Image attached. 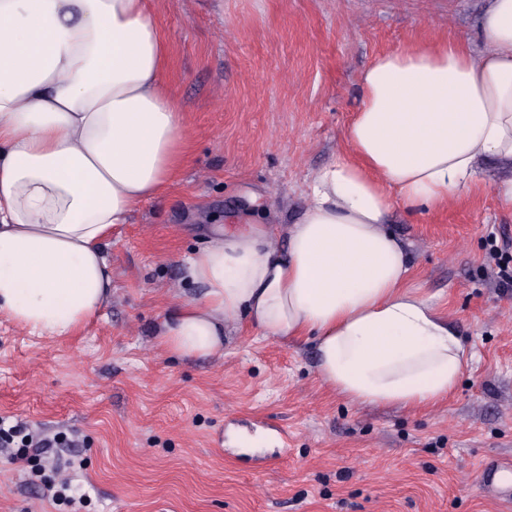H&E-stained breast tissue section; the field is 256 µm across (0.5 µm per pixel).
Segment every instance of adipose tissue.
<instances>
[{
	"label": "adipose tissue",
	"mask_w": 512,
	"mask_h": 512,
	"mask_svg": "<svg viewBox=\"0 0 512 512\" xmlns=\"http://www.w3.org/2000/svg\"><path fill=\"white\" fill-rule=\"evenodd\" d=\"M484 43L433 36L379 54L335 159L296 224L237 223L183 260L204 288L158 328L183 357L222 354L227 323L313 341L346 399L430 408L473 352L412 284L395 205L434 210L492 184L512 208V0H489ZM167 47L146 0H0V313L71 336L112 289L114 227L186 163Z\"/></svg>",
	"instance_id": "adipose-tissue-1"
}]
</instances>
